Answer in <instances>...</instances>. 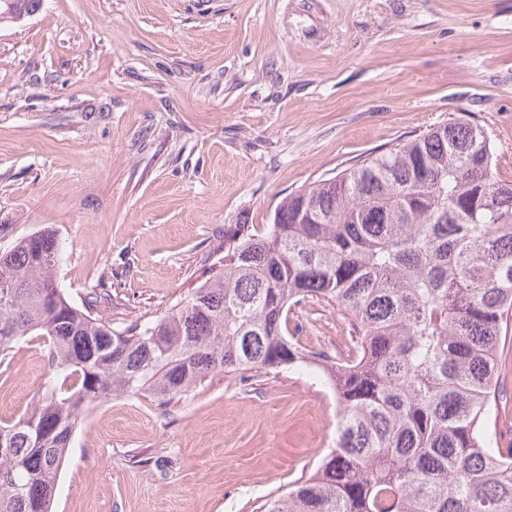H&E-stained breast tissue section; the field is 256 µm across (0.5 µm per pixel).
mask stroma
I'll use <instances>...</instances> for the list:
<instances>
[{
    "label": "stroma",
    "mask_w": 512,
    "mask_h": 512,
    "mask_svg": "<svg viewBox=\"0 0 512 512\" xmlns=\"http://www.w3.org/2000/svg\"><path fill=\"white\" fill-rule=\"evenodd\" d=\"M512 181V0H44L0 25V252L49 229L57 278L121 330L186 302L224 233L455 118ZM290 330L347 345L335 307ZM45 337L0 363V424L32 411ZM318 367L121 394L77 428L52 512H260L336 445Z\"/></svg>",
    "instance_id": "obj_1"
}]
</instances>
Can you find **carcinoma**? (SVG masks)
<instances>
[{
	"label": "carcinoma",
	"mask_w": 512,
	"mask_h": 512,
	"mask_svg": "<svg viewBox=\"0 0 512 512\" xmlns=\"http://www.w3.org/2000/svg\"><path fill=\"white\" fill-rule=\"evenodd\" d=\"M493 165L462 118L371 154L289 195L265 233L235 225L223 273L126 332L68 301L52 233L22 238L0 254V362L45 336L55 378L0 425V512H51L75 429L114 393L169 403L217 370L302 365L289 314L310 302L350 323L324 367L336 448L265 512H512V446L488 427L512 313V181Z\"/></svg>",
	"instance_id": "cac0c4a2"
}]
</instances>
